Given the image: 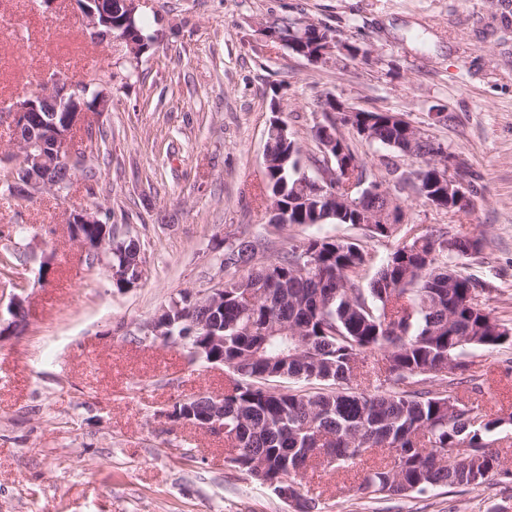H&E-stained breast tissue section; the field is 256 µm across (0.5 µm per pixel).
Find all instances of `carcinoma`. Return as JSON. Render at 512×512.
I'll list each match as a JSON object with an SVG mask.
<instances>
[{
  "instance_id": "carcinoma-1",
  "label": "carcinoma",
  "mask_w": 512,
  "mask_h": 512,
  "mask_svg": "<svg viewBox=\"0 0 512 512\" xmlns=\"http://www.w3.org/2000/svg\"><path fill=\"white\" fill-rule=\"evenodd\" d=\"M274 41L295 50L310 49L326 29L300 27L287 18L268 26ZM372 123L370 147L388 149L386 174L407 152L424 155L422 185L426 196L439 191L441 173L425 155L435 142L410 143L382 110L365 109ZM345 125L331 121L336 137L335 166L358 163L356 180L371 183L365 162L346 138ZM262 195L276 201L268 223L305 226L308 237L288 238L271 250L264 237L237 239L224 246V297L215 306L182 292L161 314L164 340L189 335L193 324L206 322L224 337V347L206 336L187 342L188 361L222 365L229 371L224 387V464L241 469L259 485L277 493L288 489L296 512H315L318 500L302 478L316 464L336 472L357 467L381 452L389 462L365 472L358 492L370 499L425 493L436 487L481 486L496 476L512 478L486 435L502 418L464 401L460 390L482 394L485 373L466 360L474 350L493 351L512 341V328L483 301L489 289L462 270L478 252L481 240L462 233L406 228V240L379 259L358 239L324 231L329 224L358 228L370 238L394 237L397 224H364L358 209L338 199H310L300 189L302 147L291 135L267 136ZM102 251L85 260L89 268L111 270L120 291L143 278L141 243L116 231L112 212L100 224H69ZM305 251L315 265L301 269ZM382 356L380 376L390 388L368 390L358 383L366 357ZM455 372L448 374V361ZM318 385L291 390L290 381ZM210 394L170 406L172 415L188 418L205 412Z\"/></svg>"
}]
</instances>
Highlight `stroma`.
Returning a JSON list of instances; mask_svg holds the SVG:
<instances>
[{"label":"stroma","mask_w":512,"mask_h":512,"mask_svg":"<svg viewBox=\"0 0 512 512\" xmlns=\"http://www.w3.org/2000/svg\"><path fill=\"white\" fill-rule=\"evenodd\" d=\"M138 16L151 41L133 59L120 38H87L75 0H0V101L54 71L77 82L97 67L124 82L95 116L106 138L68 194L0 192V258L27 256L12 286L0 283V314L18 285L28 305L25 329L0 335V512H294L225 466L222 438L157 417L197 393L223 394L226 373L188 364L186 347L141 341L136 327L180 291L224 281L225 239L308 236L268 223L267 129L279 102L305 157L317 155L313 128L330 93L402 114L463 160L477 190L470 213L399 198L409 223L482 236L466 271L490 286L488 308L512 320V29L502 28L512 0H141ZM275 17L367 55L311 63L269 40ZM94 206L142 243L138 287L113 288L70 239L69 211ZM470 359L497 396L475 403L503 418L487 440L512 463V346ZM365 467L308 470L319 512H512V479L370 500L356 491Z\"/></svg>","instance_id":"1"}]
</instances>
